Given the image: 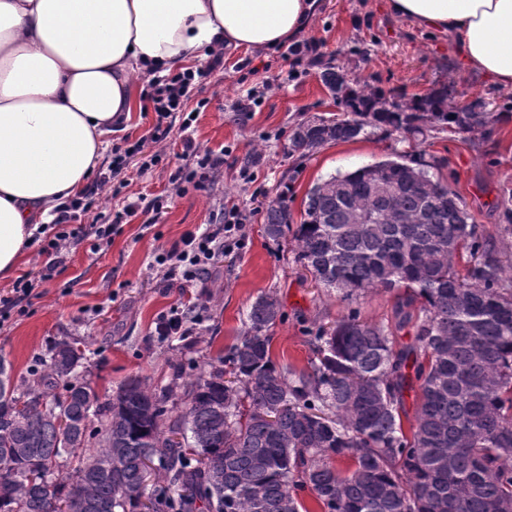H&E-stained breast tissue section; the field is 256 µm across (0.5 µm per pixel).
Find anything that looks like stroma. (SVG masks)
Masks as SVG:
<instances>
[{
	"instance_id": "35a3bbf8",
	"label": "stroma",
	"mask_w": 512,
	"mask_h": 512,
	"mask_svg": "<svg viewBox=\"0 0 512 512\" xmlns=\"http://www.w3.org/2000/svg\"><path fill=\"white\" fill-rule=\"evenodd\" d=\"M301 37L359 85L412 96L447 82L455 86L450 105L479 100L501 118L483 137L439 129L418 146L402 134L374 129L295 160L286 154L291 129L342 112L321 82L320 64H292L281 44L225 50L223 66L213 70L199 61L207 76L185 105L196 115L188 133L200 148L224 151L223 168L201 188L172 182L183 164L177 128L166 156L148 174L139 175L137 162H130L126 186L119 197L106 199L104 216L142 197L162 200L161 218L149 226L143 214L128 217L121 232L95 250L86 241L71 245L65 268L41 285L40 297L0 326V358L11 364L14 381L32 382L51 347L67 341L80 356L79 377L101 400L132 377L155 391L181 393L228 355L246 328L248 308L265 293L277 297L282 312L271 330L273 361L309 369L312 330L347 315L349 307L295 263L292 243L266 237L265 207L284 190L293 213H301L317 182L395 153L431 165L433 176L461 195L483 234L497 235L503 220L496 201L512 187V88L467 69L447 36L391 13L388 0H316ZM250 89L252 103L246 100ZM244 166L253 171L252 181L240 177ZM234 206L250 211L251 221L240 242L214 256L202 279L158 275L159 254L180 245L185 233L205 231L215 214ZM174 305L185 312L188 335H155L157 318Z\"/></svg>"
}]
</instances>
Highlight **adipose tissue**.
Instances as JSON below:
<instances>
[{"instance_id": "ef3b65f1", "label": "adipose tissue", "mask_w": 512, "mask_h": 512, "mask_svg": "<svg viewBox=\"0 0 512 512\" xmlns=\"http://www.w3.org/2000/svg\"><path fill=\"white\" fill-rule=\"evenodd\" d=\"M314 0H0V278L81 193L137 105L133 77L222 48L278 45ZM447 35L466 66L512 87V0H389Z\"/></svg>"}]
</instances>
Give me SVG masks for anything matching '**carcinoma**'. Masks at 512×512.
Masks as SVG:
<instances>
[{
  "instance_id": "obj_1",
  "label": "carcinoma",
  "mask_w": 512,
  "mask_h": 512,
  "mask_svg": "<svg viewBox=\"0 0 512 512\" xmlns=\"http://www.w3.org/2000/svg\"><path fill=\"white\" fill-rule=\"evenodd\" d=\"M320 78L342 117L295 125L289 156L368 127L475 137L496 120L480 100L448 106L446 84L406 98L357 89L331 63ZM498 206L512 235V188ZM264 231L293 239L296 263L349 304L371 288L398 292L395 322L349 310L316 330L315 360L298 374L271 358L280 304L262 295L230 370L191 383L174 416L168 395L139 378L100 401L74 377L79 356L67 343L54 345L36 387L15 383L0 358V512H135L143 496L153 512H197L199 502L208 512H309L299 500L306 489L320 512H512V276L504 247L470 223L456 191L385 159L315 184L297 225L288 193L279 194ZM407 327L412 341L395 347ZM409 391L418 403L407 435ZM97 416L104 422L94 427ZM68 458L78 460L74 480H53ZM145 459L158 465L150 485Z\"/></svg>"
}]
</instances>
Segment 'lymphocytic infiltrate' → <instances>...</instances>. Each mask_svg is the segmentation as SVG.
Returning a JSON list of instances; mask_svg holds the SVG:
<instances>
[{"mask_svg":"<svg viewBox=\"0 0 512 512\" xmlns=\"http://www.w3.org/2000/svg\"><path fill=\"white\" fill-rule=\"evenodd\" d=\"M195 74L184 71L171 77H155L146 91V98L152 104L155 122L146 136L139 138L128 148H114L109 172L100 176L83 193L82 197L62 204L49 225L51 237L47 245L41 246L40 255L44 261L38 272L19 276L13 285L12 294L0 298V324L7 322L12 311L22 301L36 297L41 283L52 278L54 271L65 264L68 248L72 242L93 239L101 241L120 233L127 217L135 212L160 215L163 204L154 200L147 205L133 201L127 203L121 211L115 212L110 223H86L85 218L99 202L101 191H108L110 196H118L125 183L120 174L127 168L130 158H138L140 173H147L156 166L164 154V143L168 139L172 126L179 112L190 97L194 88ZM182 156L186 160L184 167L177 170L175 182L203 183L209 173L214 172L224 163L223 156L201 152L192 139L182 141ZM250 214L247 210L234 207L224 211L217 221V233L203 236L187 233L182 239L181 249L163 254L158 263L168 271H181L183 279H199L204 271V264L211 255V246L217 238H232L240 232L243 224L248 223Z\"/></svg>","mask_w":512,"mask_h":512,"instance_id":"lymphocytic-infiltrate-1","label":"lymphocytic infiltrate"}]
</instances>
